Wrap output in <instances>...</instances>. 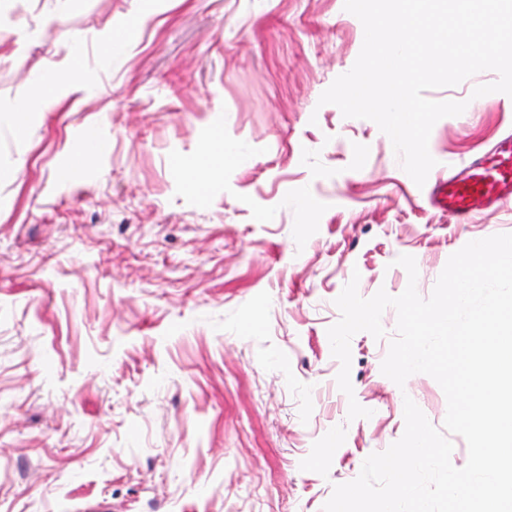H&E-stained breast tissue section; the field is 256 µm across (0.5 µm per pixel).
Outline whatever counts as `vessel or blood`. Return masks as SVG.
<instances>
[{
	"mask_svg": "<svg viewBox=\"0 0 512 512\" xmlns=\"http://www.w3.org/2000/svg\"><path fill=\"white\" fill-rule=\"evenodd\" d=\"M445 169L428 187L427 196L457 223L512 205V135L478 157L448 162Z\"/></svg>",
	"mask_w": 512,
	"mask_h": 512,
	"instance_id": "1",
	"label": "vessel or blood"
}]
</instances>
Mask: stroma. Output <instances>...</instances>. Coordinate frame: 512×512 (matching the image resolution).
<instances>
[{"instance_id": "35a3bbf8", "label": "stroma", "mask_w": 512, "mask_h": 512, "mask_svg": "<svg viewBox=\"0 0 512 512\" xmlns=\"http://www.w3.org/2000/svg\"><path fill=\"white\" fill-rule=\"evenodd\" d=\"M343 5L72 0L48 28L54 0L0 7V512H322L402 436L405 399L442 427L432 377L381 372L394 309L339 389L335 300L355 274L402 293L403 254L429 296L512 210L454 223L373 121L320 104L363 45ZM64 70L84 92L16 134L30 80ZM497 78L426 91L468 103L436 161L512 133V97L469 101Z\"/></svg>"}]
</instances>
